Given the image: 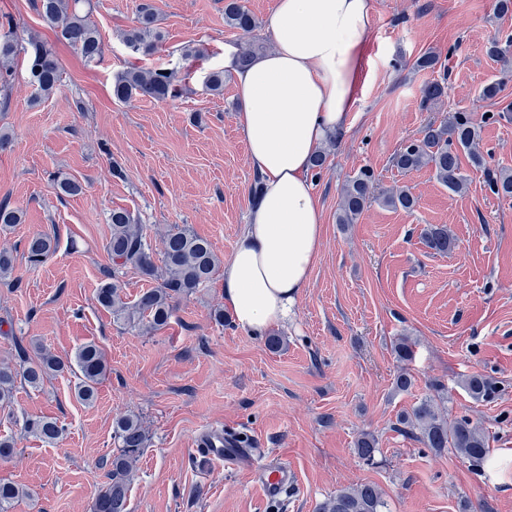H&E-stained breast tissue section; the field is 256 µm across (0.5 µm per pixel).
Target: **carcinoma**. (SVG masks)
<instances>
[{
  "label": "carcinoma",
  "mask_w": 512,
  "mask_h": 512,
  "mask_svg": "<svg viewBox=\"0 0 512 512\" xmlns=\"http://www.w3.org/2000/svg\"><path fill=\"white\" fill-rule=\"evenodd\" d=\"M85 0H36L40 16L55 29L56 37L80 52L88 61L102 55V42L98 30L90 23L88 14L80 9ZM154 14L148 7L141 8L137 24L123 33V41L134 53L149 54L161 40L154 26ZM225 24L245 36L257 25L255 17L238 0H229L224 8ZM19 40L11 20L0 23V87L7 82ZM32 53L29 59L31 84L40 96L50 95L61 80V69L56 56L39 40L29 41ZM448 67H443L440 78L428 81L421 95L422 105L441 98L447 88ZM181 89L175 84V74L165 69L144 71L129 68L118 74L112 84V95L119 102L133 98H146L167 102L179 97ZM479 120L467 112H458L453 119L439 125L427 124L422 137L403 145L393 158L403 172L417 171L424 167L433 169L436 179L452 193H461L467 187L462 172L461 154L468 155L471 164L483 166V158L476 149ZM493 193L512 195V171L503 169L490 181ZM380 201L386 206L411 209L415 199L406 190L392 191L384 196L375 195L373 173L364 169L343 187L337 223L352 224L365 207ZM111 234L105 245L112 260V281L97 291V303L111 311L113 321L130 328L148 322L150 328L164 327L173 312L175 301L187 296L209 282L220 261L211 243L187 226L173 225L162 236V265L154 262L152 248L144 234L143 225L135 223L126 210H114L109 216ZM428 248L446 253L454 245L448 229L432 226L425 233ZM53 251V241L45 234L30 236L24 254L31 265L42 263ZM136 269L142 276L157 282V286L144 290L132 303L123 299L116 280L127 268ZM19 362L14 367L0 365V403L13 399L16 384L21 382L38 389L52 375L63 372L69 364L61 358L18 346ZM79 371L75 393L78 399L90 403L96 397L97 385L107 372V361L102 348L94 342L82 345L75 353ZM464 387L476 399H490L497 386L485 375L469 376ZM401 423L409 431H419L418 439L427 448L436 451L449 449L471 465L480 467L487 461L489 448L484 432L467 416L448 420L442 414L433 396L422 398L406 414ZM24 428L45 443L56 442L63 434L57 421L45 418H28ZM117 452L113 454L109 481L95 497L91 512H128L127 502L133 464L149 440L148 431L141 418L124 414L115 421ZM378 452L372 435L362 434L357 440V453L364 461L375 459ZM23 490L10 482H0V512H9L13 502ZM385 501L382 490L375 484L365 483L346 487L328 498L320 512H383Z\"/></svg>",
  "instance_id": "1"
}]
</instances>
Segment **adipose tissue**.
Listing matches in <instances>:
<instances>
[{
  "mask_svg": "<svg viewBox=\"0 0 512 512\" xmlns=\"http://www.w3.org/2000/svg\"><path fill=\"white\" fill-rule=\"evenodd\" d=\"M274 48L248 66L224 51L241 104L238 128L261 189L224 264V305L239 327L287 320L323 246L312 160L351 125L370 33V0H277L265 20Z\"/></svg>",
  "mask_w": 512,
  "mask_h": 512,
  "instance_id": "adipose-tissue-1",
  "label": "adipose tissue"
}]
</instances>
